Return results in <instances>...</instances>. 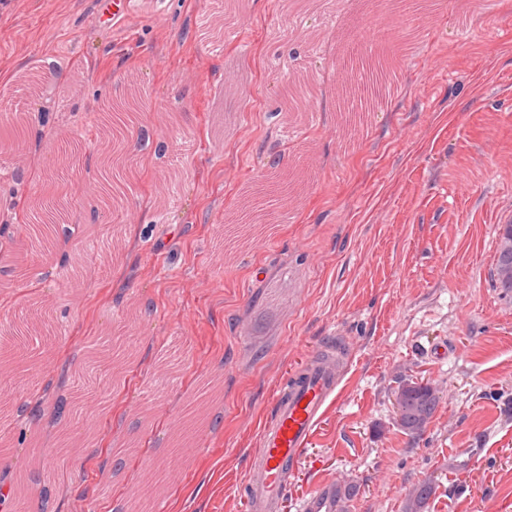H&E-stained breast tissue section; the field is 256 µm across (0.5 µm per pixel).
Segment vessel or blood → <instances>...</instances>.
Segmentation results:
<instances>
[{
  "instance_id": "b4317fda",
  "label": "vessel or blood",
  "mask_w": 512,
  "mask_h": 512,
  "mask_svg": "<svg viewBox=\"0 0 512 512\" xmlns=\"http://www.w3.org/2000/svg\"><path fill=\"white\" fill-rule=\"evenodd\" d=\"M341 365L342 353L331 343L308 354L281 381L271 412L261 425L259 446L239 486L248 512H279L288 473L336 398ZM333 493L329 485L317 489L302 512H336Z\"/></svg>"
}]
</instances>
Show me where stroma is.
Listing matches in <instances>:
<instances>
[{"label":"stroma","instance_id":"1","mask_svg":"<svg viewBox=\"0 0 512 512\" xmlns=\"http://www.w3.org/2000/svg\"><path fill=\"white\" fill-rule=\"evenodd\" d=\"M97 0H0V114L48 113L22 152L0 149V266L21 261L17 199L38 188L56 141L80 144L67 220L82 227L0 277V337L28 313L50 338L41 380L12 384L51 410L76 386L74 354L105 333L112 394L75 465L57 470V512H112L164 458L202 383L218 386L203 424L145 512H246L237 485L282 378L341 340L335 401L292 472L280 512H301L321 485L355 482L350 512H404L432 479L428 512H512V298L495 288L498 227L512 217V0H441L406 57L401 85L361 125L336 110L356 76L345 46L373 0H242L222 49L203 32L219 0H131L104 28ZM157 59L142 69L144 58ZM69 67L30 93L40 60ZM147 90L143 122L167 159L142 151L124 212H91L94 132L127 77ZM306 87L305 112L282 111L280 80ZM304 172L275 224H240L244 198L270 176L274 152ZM447 348L444 358L435 357ZM439 396L419 439L396 423L400 382ZM139 422L129 434L131 422ZM11 443L0 483L53 465L60 431L0 416ZM134 444L120 476L114 449Z\"/></svg>","mask_w":512,"mask_h":512}]
</instances>
